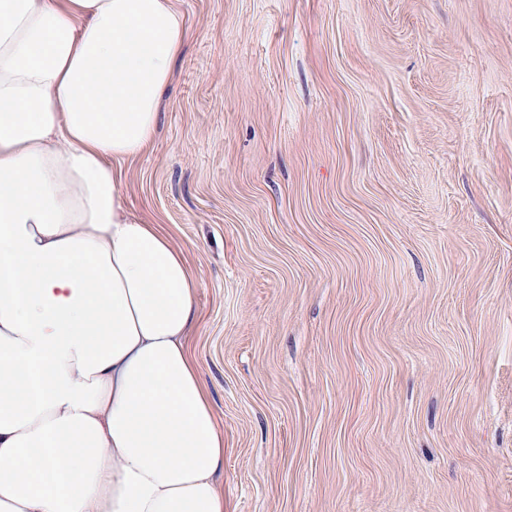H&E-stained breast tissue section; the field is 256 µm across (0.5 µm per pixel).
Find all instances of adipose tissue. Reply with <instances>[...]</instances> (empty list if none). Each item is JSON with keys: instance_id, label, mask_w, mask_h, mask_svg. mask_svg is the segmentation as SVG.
I'll return each instance as SVG.
<instances>
[{"instance_id": "obj_1", "label": "adipose tissue", "mask_w": 512, "mask_h": 512, "mask_svg": "<svg viewBox=\"0 0 512 512\" xmlns=\"http://www.w3.org/2000/svg\"><path fill=\"white\" fill-rule=\"evenodd\" d=\"M185 33L172 0H0V512H224L198 282L117 168Z\"/></svg>"}]
</instances>
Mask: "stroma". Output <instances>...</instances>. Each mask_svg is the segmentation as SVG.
<instances>
[{
  "mask_svg": "<svg viewBox=\"0 0 512 512\" xmlns=\"http://www.w3.org/2000/svg\"><path fill=\"white\" fill-rule=\"evenodd\" d=\"M126 204L185 250L224 512H512V0H173Z\"/></svg>",
  "mask_w": 512,
  "mask_h": 512,
  "instance_id": "obj_1",
  "label": "stroma"
}]
</instances>
